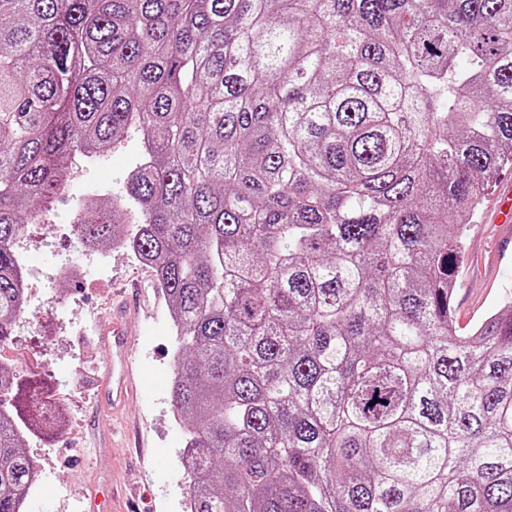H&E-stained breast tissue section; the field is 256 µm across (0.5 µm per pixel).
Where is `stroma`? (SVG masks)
<instances>
[{"mask_svg":"<svg viewBox=\"0 0 512 512\" xmlns=\"http://www.w3.org/2000/svg\"><path fill=\"white\" fill-rule=\"evenodd\" d=\"M137 158L125 143L106 160L77 158L73 198L55 203L51 227L29 225L19 242L29 313L15 326L13 343L27 358L15 372L44 379L73 415L70 430L59 438L30 436L25 441L38 465L26 512H87L91 499L102 498L116 485L125 490L117 512H183L179 489L186 475L179 454L186 430L175 424L171 409L176 341L166 331V299L153 270L128 253L77 249L71 224L77 195L111 194ZM492 206V198H485L466 232L454 292L464 332L512 300V244L505 225L494 223ZM120 292L138 294L139 302L129 311L135 396L115 414L97 402L102 340L86 336L83 321L90 315L108 320L112 296Z\"/></svg>","mask_w":512,"mask_h":512,"instance_id":"35a3bbf8","label":"stroma"}]
</instances>
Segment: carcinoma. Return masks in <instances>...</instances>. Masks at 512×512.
Masks as SVG:
<instances>
[{
	"label": "carcinoma",
	"instance_id": "cac0c4a2",
	"mask_svg": "<svg viewBox=\"0 0 512 512\" xmlns=\"http://www.w3.org/2000/svg\"><path fill=\"white\" fill-rule=\"evenodd\" d=\"M131 133L72 224L176 318L186 512H512V302L453 304L512 166V0H0V344L21 226ZM43 386L0 365V512Z\"/></svg>",
	"mask_w": 512,
	"mask_h": 512
}]
</instances>
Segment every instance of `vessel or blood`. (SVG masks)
Instances as JSON below:
<instances>
[{
  "mask_svg": "<svg viewBox=\"0 0 512 512\" xmlns=\"http://www.w3.org/2000/svg\"><path fill=\"white\" fill-rule=\"evenodd\" d=\"M127 310L124 304L112 308V326L110 336L103 343L111 358L105 365V378L98 393L100 405H117L123 402L129 393V380L133 371V355L129 347Z\"/></svg>",
  "mask_w": 512,
  "mask_h": 512,
  "instance_id": "vessel-or-blood-1",
  "label": "vessel or blood"
}]
</instances>
